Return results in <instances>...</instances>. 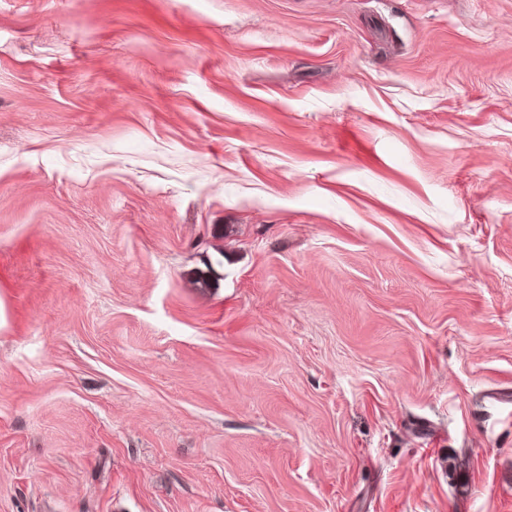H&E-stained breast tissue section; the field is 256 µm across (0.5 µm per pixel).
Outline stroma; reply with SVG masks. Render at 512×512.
<instances>
[{
    "instance_id": "stroma-1",
    "label": "stroma",
    "mask_w": 512,
    "mask_h": 512,
    "mask_svg": "<svg viewBox=\"0 0 512 512\" xmlns=\"http://www.w3.org/2000/svg\"><path fill=\"white\" fill-rule=\"evenodd\" d=\"M512 512V0H0V512Z\"/></svg>"
}]
</instances>
